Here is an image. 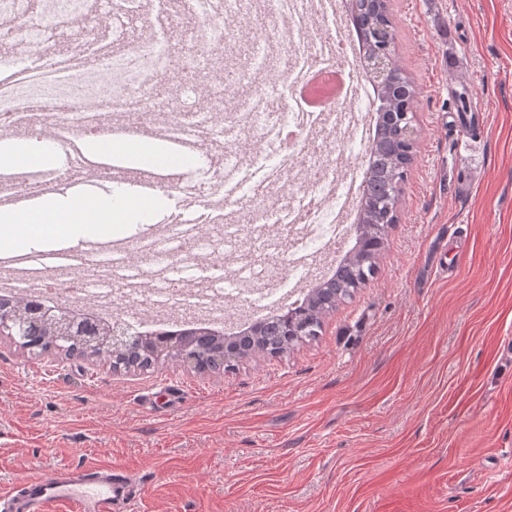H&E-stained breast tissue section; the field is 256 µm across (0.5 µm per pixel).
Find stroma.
<instances>
[{"label": "stroma", "mask_w": 512, "mask_h": 512, "mask_svg": "<svg viewBox=\"0 0 512 512\" xmlns=\"http://www.w3.org/2000/svg\"><path fill=\"white\" fill-rule=\"evenodd\" d=\"M391 20L416 156L373 280L315 339L216 373L0 336V488L118 464L131 512H512V0H391Z\"/></svg>", "instance_id": "obj_1"}]
</instances>
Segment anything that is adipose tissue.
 Instances as JSON below:
<instances>
[{
    "mask_svg": "<svg viewBox=\"0 0 512 512\" xmlns=\"http://www.w3.org/2000/svg\"><path fill=\"white\" fill-rule=\"evenodd\" d=\"M61 156V147L47 139L28 137L0 142V164H54ZM165 202L160 194L134 202L126 189L117 185L103 196L51 194L32 210L0 212V249H49L61 243L109 236L134 224L151 223Z\"/></svg>",
    "mask_w": 512,
    "mask_h": 512,
    "instance_id": "1",
    "label": "adipose tissue"
}]
</instances>
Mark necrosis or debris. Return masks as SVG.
Wrapping results in <instances>:
<instances>
[{"instance_id":"4bbe7bcc","label":"necrosis or debris","mask_w":512,"mask_h":512,"mask_svg":"<svg viewBox=\"0 0 512 512\" xmlns=\"http://www.w3.org/2000/svg\"><path fill=\"white\" fill-rule=\"evenodd\" d=\"M179 11L196 25L175 37ZM0 24L18 72L0 85V134L95 135L115 125L187 133L220 158L192 206L225 225L220 241L158 233L154 257L128 260L118 274L111 255L87 254L75 293L35 291L0 272V297L35 294L93 320L111 319L122 301L151 322L174 313L209 322L223 319L225 302L259 312L331 273L360 202L376 98L338 0H96L92 10L86 0H42L35 17L28 0H0ZM233 42L251 51L227 70L217 61ZM323 66L348 71L347 92L311 112L298 86ZM162 81L173 94L158 93ZM235 169L243 177L229 211L224 175ZM270 224L288 229L287 243L266 237L273 268L227 265L222 244L244 247Z\"/></svg>"}]
</instances>
